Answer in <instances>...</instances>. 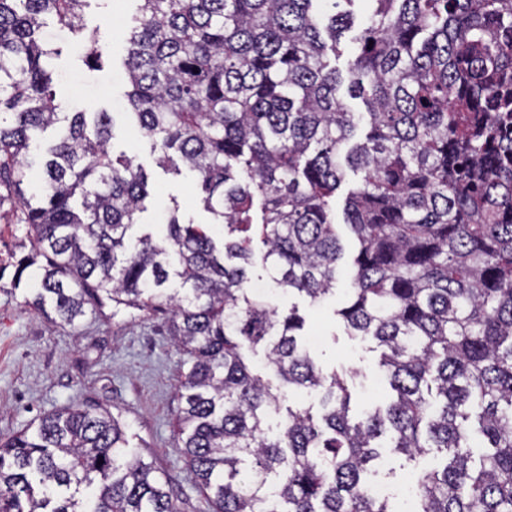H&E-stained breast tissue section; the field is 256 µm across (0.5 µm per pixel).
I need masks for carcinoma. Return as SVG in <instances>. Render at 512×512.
<instances>
[{
  "label": "carcinoma",
  "mask_w": 512,
  "mask_h": 512,
  "mask_svg": "<svg viewBox=\"0 0 512 512\" xmlns=\"http://www.w3.org/2000/svg\"><path fill=\"white\" fill-rule=\"evenodd\" d=\"M86 0H0V185L24 206L28 305L73 326L89 308L164 311L186 356L177 452L212 512H395L362 474L379 439L423 468L413 512H512V0H363L347 72L332 64L357 0H138L125 32L129 115L158 166L193 173L220 224L133 237L148 174L109 150L101 110L62 112L59 33ZM368 130L352 142L355 113ZM64 131L29 192L31 133ZM356 247L334 311L381 348L391 398L349 416L346 379L301 344L304 318L247 287L336 295V192ZM262 351L277 384L254 370ZM308 390L313 406L285 405ZM286 407L272 430L267 418ZM113 416L61 408L0 437V512H178ZM480 448L477 454L474 449Z\"/></svg>",
  "instance_id": "obj_1"
}]
</instances>
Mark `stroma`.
Segmentation results:
<instances>
[{"label":"stroma","instance_id":"35a3bbf8","mask_svg":"<svg viewBox=\"0 0 512 512\" xmlns=\"http://www.w3.org/2000/svg\"><path fill=\"white\" fill-rule=\"evenodd\" d=\"M135 8V0H90L85 21L102 32L98 49L104 68L89 70L83 62L88 43L68 38L55 62L54 90L62 111H122L127 89L123 31ZM112 134V151L125 153L149 175L144 223H161L172 207L183 221L209 222L189 171L176 175L159 168L149 141L123 120L115 121ZM30 249L22 208L0 186V256H21ZM12 276L9 268L0 274V436L35 428L45 413L67 406L108 410L124 426L131 447L168 479L180 512H211L191 468L175 449L184 356L173 345L164 318L141 313L109 318L90 311L78 326H52L27 307L30 285L13 288ZM272 303L281 309L298 306L307 320L306 344L312 357L324 372L345 376L353 413L385 398L389 386L379 367L380 350L371 341L347 335L333 314L337 299L313 307L301 296L279 293ZM424 464L421 458L387 455L376 463V476L402 500L411 476Z\"/></svg>","mask_w":512,"mask_h":512}]
</instances>
